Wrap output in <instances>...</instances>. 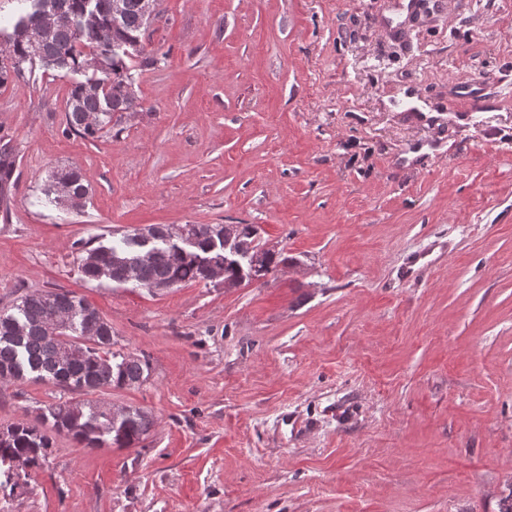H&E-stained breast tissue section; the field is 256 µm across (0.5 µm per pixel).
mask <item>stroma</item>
Here are the masks:
<instances>
[{
  "instance_id": "35a3bbf8",
  "label": "stroma",
  "mask_w": 512,
  "mask_h": 512,
  "mask_svg": "<svg viewBox=\"0 0 512 512\" xmlns=\"http://www.w3.org/2000/svg\"><path fill=\"white\" fill-rule=\"evenodd\" d=\"M119 131H65L73 75L0 87L17 155L0 312L63 288L147 358L88 398L150 412L128 448L58 434L0 512H498L512 482V0H158ZM485 94L470 114L459 93ZM91 187L77 209L51 170ZM255 224L266 283L83 280L75 241ZM446 243L428 276L414 252ZM0 385V429L76 399ZM59 186L67 187L72 195L82 199H86L89 194V187L85 184L83 175L77 168L65 167L54 170L49 182L43 188L44 194L58 205H60ZM52 195H54L53 198ZM80 198L64 197L62 205L68 209H77L81 204L82 199Z\"/></svg>"
}]
</instances>
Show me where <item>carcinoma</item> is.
Wrapping results in <instances>:
<instances>
[{
	"label": "carcinoma",
	"mask_w": 512,
	"mask_h": 512,
	"mask_svg": "<svg viewBox=\"0 0 512 512\" xmlns=\"http://www.w3.org/2000/svg\"><path fill=\"white\" fill-rule=\"evenodd\" d=\"M61 9L76 18V25H60L44 29L32 21V14L21 18L5 43L11 56L8 63L0 62V87L24 77L25 71L40 66L60 70L83 79L72 83L66 103L65 122L68 131L94 139L121 123L117 113L135 112L140 107L135 93V75L131 62L142 66L156 62L153 52L146 49L145 34L152 20L143 13L141 0H121L122 8L115 11L114 0H56ZM16 156L11 148H0V211L9 213V195ZM82 199L89 194L80 170L60 168L52 172L43 188L51 201L60 203L58 187ZM196 251L164 248L152 255L142 270L149 285L173 288L186 283L207 280L206 269L198 254L205 253L217 237L221 225L196 224ZM78 269L87 281L98 280L100 266L112 269L110 281L123 283V273L112 268V250L131 251L134 241L123 236L113 247L89 242L76 243ZM57 306L74 312V326L67 337L75 344L85 342V355L68 366L59 365V341L46 336L42 327L49 311L42 300L43 292L34 291L16 306L23 319L25 333L15 341L6 337L5 323L9 314H0V381L9 383L30 374L33 379L59 384L62 377L71 382L69 388L90 393L105 387H125L146 380L147 361L112 352V325L99 312L74 293L56 289ZM155 421L140 408L129 409L125 418L113 423L107 420L100 405L91 401H65L42 408L36 423L13 424L0 432V462L10 461L23 470L38 467L52 447L50 431L65 432L86 448L105 445L125 448L149 434Z\"/></svg>",
	"instance_id": "cac0c4a2"
}]
</instances>
